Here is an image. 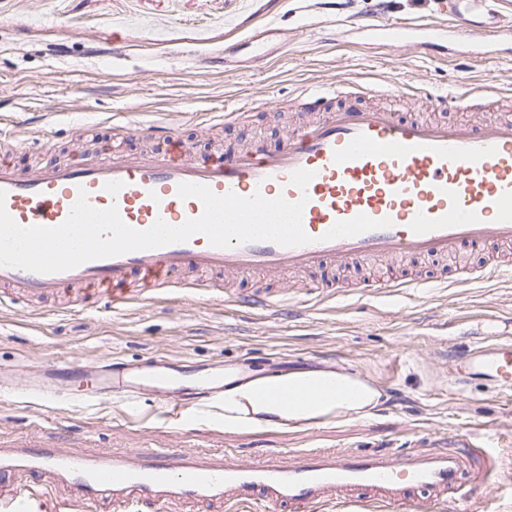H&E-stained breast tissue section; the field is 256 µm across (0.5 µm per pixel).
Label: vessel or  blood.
Segmentation results:
<instances>
[{"instance_id":"b4317fda","label":"vessel or blood","mask_w":512,"mask_h":512,"mask_svg":"<svg viewBox=\"0 0 512 512\" xmlns=\"http://www.w3.org/2000/svg\"><path fill=\"white\" fill-rule=\"evenodd\" d=\"M497 86L469 88L441 107L484 112L476 124L431 118H404L385 107L356 106L335 95L300 92L299 107L325 111L288 135L275 149L261 142L215 156L187 152L175 128L156 123L144 136L149 153L113 151L106 157L61 160L47 155L25 167L15 156L25 145L12 143L0 156V190L8 214L22 226L55 227L68 217L79 190L98 209L117 206L122 220L144 230L156 220L178 226L199 217L203 205L177 194L183 182L208 186L215 194L235 192L268 199L305 201L303 227L311 243L284 247L271 241L232 243L220 248L207 237L87 261L57 273L0 266V288L22 299L64 293L68 311L98 303L119 309L146 302L174 288L202 290L206 274L274 276L326 264L353 261L379 265L412 258L454 259L459 251H489L473 276L494 280L512 276V115L490 113L503 102ZM298 169L313 171L307 189L291 184ZM365 214L391 219L390 227L352 237L325 240L335 221ZM241 306L276 311L265 288L239 297ZM452 383L463 386L477 375L491 379L498 392L512 396V337L474 354L451 357ZM53 370L0 385L1 396L26 393L57 406L71 399L95 403L109 396L132 404L152 393L180 415L191 396L224 399V373L188 380L162 368L147 374L87 365L79 383L58 387ZM461 466L451 453L423 454L377 450H318L285 462H216L189 451L168 454L135 448L117 455L62 453L49 440L0 448V506L49 496L51 481L66 484L75 502L108 501L113 512H170L185 502H221L228 512H315L329 504L358 499L398 506L454 489Z\"/></svg>"}]
</instances>
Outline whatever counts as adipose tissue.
Here are the masks:
<instances>
[{"label":"adipose tissue","mask_w":512,"mask_h":512,"mask_svg":"<svg viewBox=\"0 0 512 512\" xmlns=\"http://www.w3.org/2000/svg\"><path fill=\"white\" fill-rule=\"evenodd\" d=\"M382 397L359 372L341 365L232 380L224 390V426L241 431L366 418L380 409Z\"/></svg>","instance_id":"1"}]
</instances>
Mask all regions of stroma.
<instances>
[{"mask_svg": "<svg viewBox=\"0 0 512 512\" xmlns=\"http://www.w3.org/2000/svg\"><path fill=\"white\" fill-rule=\"evenodd\" d=\"M385 19L422 27L447 24L444 0H0V130L60 150L82 129L88 151L106 149L116 124L168 121L207 153L211 144L261 140L277 148L298 116L300 90L351 80L405 84L434 96L491 81L512 94V42L483 49L484 20L468 17L470 43L417 37L393 42L364 28ZM236 120L209 130V113ZM307 280L340 294L294 291L280 312L244 308L258 286L234 281L223 298L177 288L145 304L99 305L67 313L57 301L31 304L0 293V370L45 368L61 376L94 364L151 369L164 359L185 373L246 366L255 373L352 367L387 397L365 419L295 430L229 431L224 411L203 407L180 418L157 410L153 395L135 406L79 401L56 409L27 398L0 400V448L50 439L63 451L92 455L132 448H184L209 459H294L315 448L366 452L420 446L460 456L464 480L489 469L477 494L449 492L392 512H512V397L483 379L454 388L444 361L497 336H512V278L447 283L400 293L371 291L363 266L326 265Z\"/></svg>", "mask_w": 512, "mask_h": 512, "instance_id": "stroma-1", "label": "stroma"}]
</instances>
